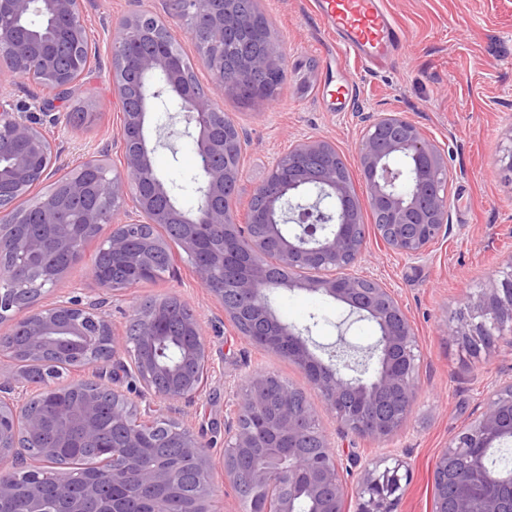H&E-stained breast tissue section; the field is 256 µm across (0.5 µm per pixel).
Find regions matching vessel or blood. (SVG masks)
Wrapping results in <instances>:
<instances>
[{"mask_svg": "<svg viewBox=\"0 0 512 512\" xmlns=\"http://www.w3.org/2000/svg\"><path fill=\"white\" fill-rule=\"evenodd\" d=\"M316 8L337 43L367 62H386L405 38L384 0H317Z\"/></svg>", "mask_w": 512, "mask_h": 512, "instance_id": "b4317fda", "label": "vessel or blood"}]
</instances>
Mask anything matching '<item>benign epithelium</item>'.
Masks as SVG:
<instances>
[{
	"label": "benign epithelium",
	"mask_w": 512,
	"mask_h": 512,
	"mask_svg": "<svg viewBox=\"0 0 512 512\" xmlns=\"http://www.w3.org/2000/svg\"><path fill=\"white\" fill-rule=\"evenodd\" d=\"M245 0H166L163 19L150 13L126 16L113 26L110 43L113 106L120 112L122 169L98 157L74 168L59 185L32 206L44 232L26 230V211L18 206L44 182L56 165L53 143L27 114L29 107L0 88V467L11 479L0 481V502L23 497L28 512H42V483L28 476L17 446L40 450L41 466L65 456L72 430L85 444L98 435L100 399L95 386L112 379V425L124 439L112 445L105 460L112 496L94 481L83 496L97 500V512H130L117 495L131 476L128 448H140L152 429L177 437L182 454L162 458L136 471L144 490L154 493L137 512H172L181 492L183 465H194L195 492L185 512H215L210 449L193 430L169 415L176 403L201 393L210 359L202 324L190 313L194 345L184 363L199 373L185 379L161 364L156 348L165 334L155 314L143 310L136 320L141 342L119 335L102 304L125 295L134 285L157 277L162 268L185 257L202 288L217 301L224 316L254 344L288 358L338 419L345 432L386 441L410 420L418 388L420 350L414 327L391 289L353 272L366 249L359 225L356 193L343 175L336 148L327 140L306 138L278 157L267 177L252 191L253 223L240 224L229 199L242 180L244 140L227 119L226 97L248 95L253 106L273 101L270 84L288 77L286 52L274 36L258 46L243 39ZM197 38L200 58L211 83L202 87L182 62L180 46L168 20ZM83 0H0V77L25 78L64 95L75 90L88 59L77 51L86 40ZM172 97L185 114L183 134L193 139L200 158L197 205L184 208L155 168V148L148 135L157 103ZM414 165L407 184L397 181L400 161ZM365 194L380 210L384 246L418 259L437 243L448 223L451 205L448 152L427 139L399 112L378 113L369 120L359 145ZM218 229L224 244L201 253L203 234ZM101 237L99 247L112 254L121 271L90 264L102 300L78 296L47 298L70 263L83 261L86 243ZM319 268L333 275L319 279L302 273ZM288 272L279 282L275 272ZM224 275V287L215 276ZM320 293L348 306L378 330L370 355L377 356L367 376L353 373L347 354L335 349L327 358L315 353L311 327L282 322L273 307L271 286ZM466 310L448 324V337L474 353L499 347L504 330L512 331V263L503 278L466 296ZM92 369L68 390L74 398L51 415L40 403L59 389L58 365ZM41 368L32 381L19 368ZM139 391L141 403L126 392ZM298 389L268 372L256 371L233 392L232 413L224 420L222 472L266 512H297L299 500L315 512H347L348 488L355 484L359 512H397L409 471L400 459L387 457L359 466L352 451L335 448L312 406L298 403ZM52 438L45 439L48 425ZM512 441V381L502 383L479 418L453 437L433 462L432 512H512V471L489 465L495 446ZM261 449V463L250 464L244 452ZM60 512H78L71 480L54 486Z\"/></svg>",
	"instance_id": "1"
}]
</instances>
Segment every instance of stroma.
<instances>
[{"instance_id":"obj_1","label":"stroma","mask_w":512,"mask_h":512,"mask_svg":"<svg viewBox=\"0 0 512 512\" xmlns=\"http://www.w3.org/2000/svg\"><path fill=\"white\" fill-rule=\"evenodd\" d=\"M406 40L388 64L371 66L345 54L310 0H260L288 55V78L276 100L244 107L225 99L224 110L244 129L248 145L243 178L233 206L247 217L254 187L278 155L298 140L331 142L360 183L358 144L361 115L399 112L448 153L451 170L450 230L422 260L412 262L387 250L368 234L355 271L394 290L414 325L421 362L414 413L393 438L374 442L344 433L303 373L287 359L255 346L225 319L199 285L189 262L176 273L131 288L112 305V322L124 333L134 308L144 299L176 295L200 319L211 358V376L202 393L175 406V418L212 446L214 461L224 454V420L234 390L255 371L272 373L305 392L326 433L353 449L361 462L395 454L411 469L398 512H431L432 465L450 440L477 418L497 386L512 379V354H473L448 338L445 326L467 294L499 278L512 262V179L500 158L512 146V0H384ZM92 68L72 101L59 103L67 114L87 104L85 121L44 124L63 168L107 155L120 164V114L112 105L109 43L113 24L139 12L164 15L165 0H84ZM199 157L191 139L158 147L159 174L174 183L179 202L194 207L193 177ZM280 319L312 328L324 346L345 342L354 360L364 361L377 339L371 321L350 315L347 306L302 290L273 294Z\"/></svg>"}]
</instances>
